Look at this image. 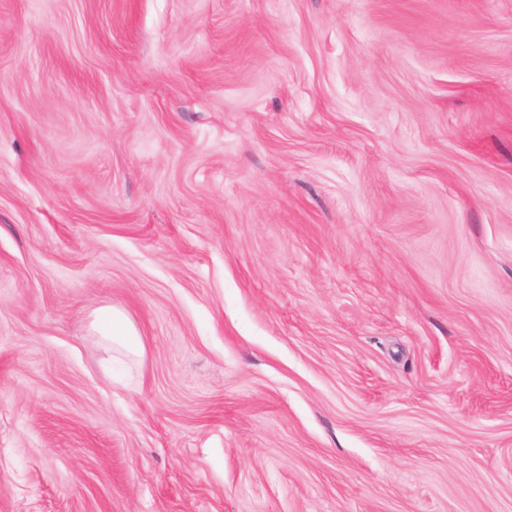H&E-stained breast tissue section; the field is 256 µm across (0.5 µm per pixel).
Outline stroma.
Here are the masks:
<instances>
[{
  "mask_svg": "<svg viewBox=\"0 0 512 512\" xmlns=\"http://www.w3.org/2000/svg\"><path fill=\"white\" fill-rule=\"evenodd\" d=\"M0 512H512V0H0ZM90 328L111 347L113 353L141 364L145 345L137 326L116 307H105L92 314Z\"/></svg>",
  "mask_w": 512,
  "mask_h": 512,
  "instance_id": "1",
  "label": "stroma"
}]
</instances>
